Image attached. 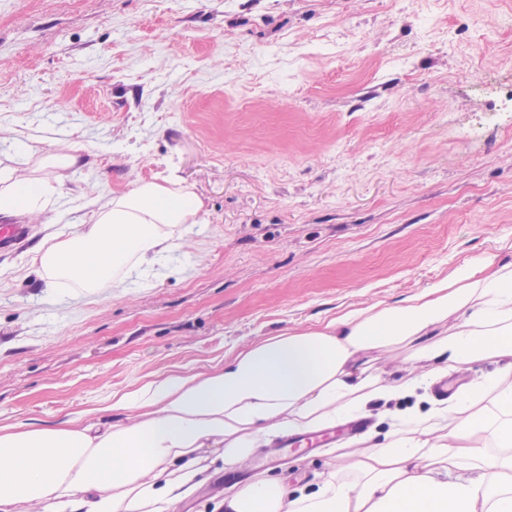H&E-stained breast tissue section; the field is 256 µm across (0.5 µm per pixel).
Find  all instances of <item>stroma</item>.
Here are the masks:
<instances>
[{
  "label": "stroma",
  "instance_id": "1",
  "mask_svg": "<svg viewBox=\"0 0 512 512\" xmlns=\"http://www.w3.org/2000/svg\"><path fill=\"white\" fill-rule=\"evenodd\" d=\"M511 85L512 0H0V169L30 175L29 143L77 157L60 208L0 257V425L511 258ZM171 174L204 211L165 264L90 296L48 287L43 240ZM329 463L215 468L176 512Z\"/></svg>",
  "mask_w": 512,
  "mask_h": 512
}]
</instances>
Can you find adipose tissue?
Listing matches in <instances>:
<instances>
[{
  "mask_svg": "<svg viewBox=\"0 0 512 512\" xmlns=\"http://www.w3.org/2000/svg\"><path fill=\"white\" fill-rule=\"evenodd\" d=\"M46 153L24 179L0 171V219L54 210ZM204 208L173 179L104 198L90 223L42 243L48 279L103 287L132 260L180 248L172 229ZM407 350L391 379L371 353ZM486 360L495 371L427 410L398 403L437 377ZM117 420L78 415L52 427L0 426V512H173L209 478L234 470L271 437L356 418L387 420L382 440L315 487L262 477L235 483L216 512H512V262L464 264L397 303L354 309L322 326L257 340L220 366L174 371L113 395Z\"/></svg>",
  "mask_w": 512,
  "mask_h": 512,
  "instance_id": "ef3b65f1",
  "label": "adipose tissue"
}]
</instances>
